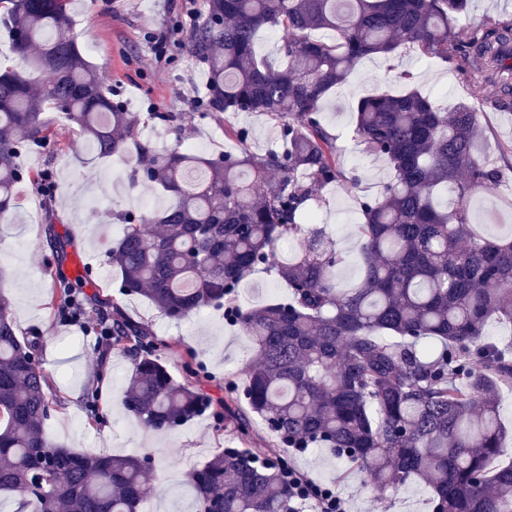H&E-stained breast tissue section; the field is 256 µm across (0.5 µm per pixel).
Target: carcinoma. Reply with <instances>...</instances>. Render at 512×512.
Masks as SVG:
<instances>
[{"mask_svg": "<svg viewBox=\"0 0 512 512\" xmlns=\"http://www.w3.org/2000/svg\"><path fill=\"white\" fill-rule=\"evenodd\" d=\"M10 3L0 24L21 68L0 70V216L18 208L23 148L54 137L50 103L98 157L127 152L139 118L83 56L69 31L68 0ZM468 0H204L189 56L207 72L204 110L261 112L281 128L282 151L205 158L137 143L131 184L160 186L159 214L124 216L110 250L121 294L136 293L181 319L225 305L254 345L245 397L279 445L325 444L380 490L419 478L441 512H512V453L495 396L512 390V344L485 339L495 317L512 324V236L475 229L474 197L499 184L477 153L481 113L463 102L442 112L414 88L356 106L353 137L393 176L359 201L362 277L340 288L344 257L310 228L319 191L344 179L336 138L318 114L328 92L364 58L409 43L421 57L456 56L472 71L471 95L488 81L512 95V22L485 20L458 43ZM283 35L284 64L255 53L265 26ZM336 34L326 41L310 36ZM197 168L196 183L185 181ZM252 172L249 182L242 169ZM148 224L161 225L150 233ZM301 240L277 265L292 298L231 305L240 283L278 245ZM108 347L133 361L124 405L143 426L168 430L212 409L199 383L177 382L153 354L151 332L117 303ZM37 338L17 336L0 293V495L18 512H138L155 465L134 455L79 453L49 441L56 405L37 360ZM197 512H300L272 448H224L188 480Z\"/></svg>", "mask_w": 512, "mask_h": 512, "instance_id": "cac0c4a2", "label": "carcinoma"}]
</instances>
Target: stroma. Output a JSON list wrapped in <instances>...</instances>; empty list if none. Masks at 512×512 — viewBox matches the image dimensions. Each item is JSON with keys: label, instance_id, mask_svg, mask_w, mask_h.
I'll list each match as a JSON object with an SVG mask.
<instances>
[{"label": "stroma", "instance_id": "obj_1", "mask_svg": "<svg viewBox=\"0 0 512 512\" xmlns=\"http://www.w3.org/2000/svg\"><path fill=\"white\" fill-rule=\"evenodd\" d=\"M202 7L203 0H70L67 11L83 55L106 76L129 110L139 114L142 140L161 149L190 148L203 157L245 149L263 152L279 139L275 121L256 112H228L217 119L205 115L200 106L207 76L184 43ZM161 38L166 53L157 61L151 52ZM404 70L416 74L417 87L431 94L437 106L472 102L482 114L485 140L479 151L485 158L500 163L503 149L512 147V99L500 102L498 87L490 83L482 99L472 100L471 72L457 59H420L405 47L388 60L363 59L348 81L327 95L319 114L337 139L345 173L344 180L323 192L318 205L322 227L345 258L335 269L336 282L343 288L355 285L361 276L359 200L376 195L392 176L387 161L366 154L353 140V110L362 96L399 89ZM156 112L181 113L182 132L153 120ZM229 123L248 131L247 142L225 137ZM76 139L69 124L59 121L53 140L20 156L26 169L52 171L57 190L47 199L35 185L25 184L19 191V209L0 218V288L10 301L18 336L41 334L39 365L60 398L45 431L55 443L77 451L151 455L155 479L139 512H195L193 491L181 483V476L202 467L219 448L275 445L274 436L258 415L250 413L241 393L254 349L240 326L225 319L223 309L204 308L176 320L141 296L120 294L119 271L108 261L109 248L123 232L117 215L164 208L168 197L148 183L130 185L126 159L93 157L84 149H73ZM472 207L475 222L484 231L512 230L511 166H503L500 186L480 194ZM64 281L85 300L97 292L107 295L148 327L158 359L178 381L192 382L199 372H206L209 393L229 409L246 414V426L235 430L210 414L166 432L140 426L121 403L132 374L129 358L96 348L95 336L54 317L51 303ZM287 298V285L269 264L242 282L237 303L250 308ZM283 454L300 471L334 487L347 499L350 512H432V493L421 480L375 497L367 475L346 467L328 449L297 453L287 448Z\"/></svg>", "mask_w": 512, "mask_h": 512}]
</instances>
